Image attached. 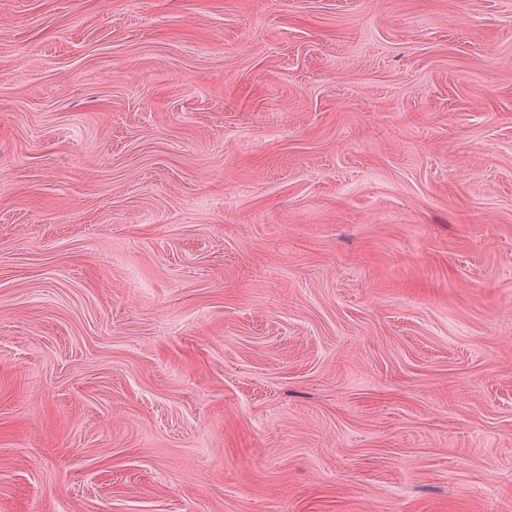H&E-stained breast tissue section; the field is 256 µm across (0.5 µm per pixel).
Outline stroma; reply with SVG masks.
Returning <instances> with one entry per match:
<instances>
[{
  "mask_svg": "<svg viewBox=\"0 0 512 512\" xmlns=\"http://www.w3.org/2000/svg\"><path fill=\"white\" fill-rule=\"evenodd\" d=\"M0 512H512V0H0Z\"/></svg>",
  "mask_w": 512,
  "mask_h": 512,
  "instance_id": "obj_1",
  "label": "stroma"
}]
</instances>
